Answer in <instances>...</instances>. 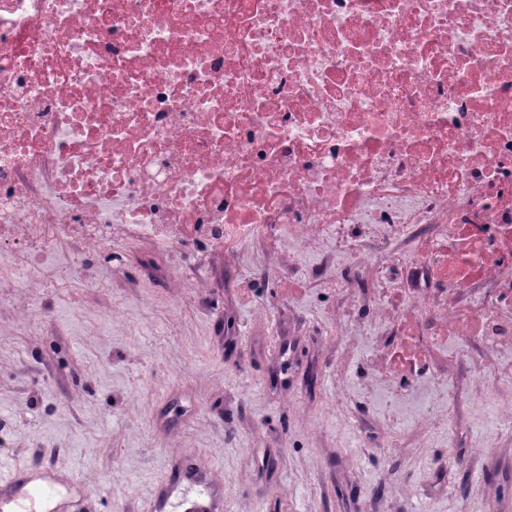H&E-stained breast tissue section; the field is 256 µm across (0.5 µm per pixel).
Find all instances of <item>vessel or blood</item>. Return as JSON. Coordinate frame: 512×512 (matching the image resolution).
Segmentation results:
<instances>
[{"label":"vessel or blood","mask_w":512,"mask_h":512,"mask_svg":"<svg viewBox=\"0 0 512 512\" xmlns=\"http://www.w3.org/2000/svg\"><path fill=\"white\" fill-rule=\"evenodd\" d=\"M199 481L200 477L194 471L169 480L164 489L152 495L148 512H160L162 502L173 498L177 499L182 512H220L222 493L214 487H207L201 498L181 495L182 484ZM72 506V501L62 495L54 472L35 476L26 469L14 468L0 478V512H37L41 507L47 508L48 512H71Z\"/></svg>","instance_id":"obj_1"}]
</instances>
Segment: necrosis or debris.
<instances>
[{"mask_svg": "<svg viewBox=\"0 0 512 512\" xmlns=\"http://www.w3.org/2000/svg\"><path fill=\"white\" fill-rule=\"evenodd\" d=\"M286 228L372 238L380 324L512 382V0H0V288Z\"/></svg>", "mask_w": 512, "mask_h": 512, "instance_id": "4bbe7bcc", "label": "necrosis or debris"}]
</instances>
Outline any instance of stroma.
<instances>
[{"mask_svg": "<svg viewBox=\"0 0 512 512\" xmlns=\"http://www.w3.org/2000/svg\"><path fill=\"white\" fill-rule=\"evenodd\" d=\"M150 240L90 260V279L0 291V464L55 469L78 512H143L182 461L203 460L224 512H505L488 464L512 461V384L474 393L430 352L421 378L385 374L403 336L358 292L370 264L326 242L177 254L187 279L145 277ZM306 268L303 288L282 289ZM331 279L346 289L328 287ZM317 374L319 389L306 382ZM455 392L456 414L428 423Z\"/></svg>", "mask_w": 512, "mask_h": 512, "instance_id": "1", "label": "stroma"}]
</instances>
